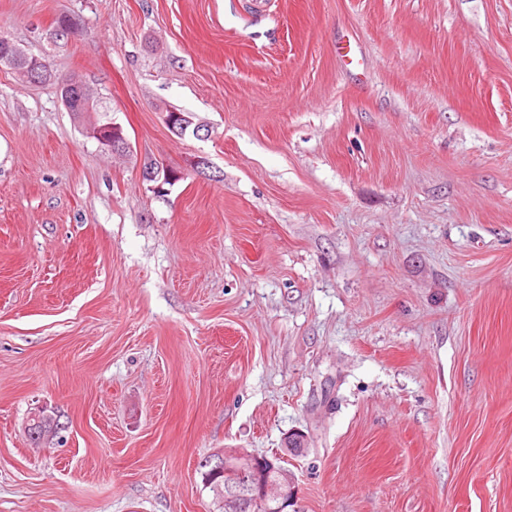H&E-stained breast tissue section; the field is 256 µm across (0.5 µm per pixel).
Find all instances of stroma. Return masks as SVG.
Masks as SVG:
<instances>
[{
	"mask_svg": "<svg viewBox=\"0 0 512 512\" xmlns=\"http://www.w3.org/2000/svg\"><path fill=\"white\" fill-rule=\"evenodd\" d=\"M252 2L0 0L130 143L0 67V512H512V0ZM164 122L171 131L178 135H184L188 130L192 129V134L196 137H207L208 131L204 135H200L202 131L201 125L194 121V116L190 112H165ZM108 122L110 123L92 127L90 129V135L96 138L102 145L112 149V152L128 151L130 144L124 134L122 126L112 122V119ZM214 455L218 457V461L204 474L206 483L209 484L211 478L217 474H224L231 481L226 482L225 477H222L205 488H209L216 499L224 497L225 512H243L249 504H258L265 510L255 508L249 512H286L290 503L287 491L291 478L288 470L275 462L280 457L261 458L237 448H225ZM272 473H275L273 477Z\"/></svg>",
	"mask_w": 512,
	"mask_h": 512,
	"instance_id": "35a3bbf8",
	"label": "stroma"
}]
</instances>
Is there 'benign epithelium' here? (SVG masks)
<instances>
[{
  "label": "benign epithelium",
  "mask_w": 512,
  "mask_h": 512,
  "mask_svg": "<svg viewBox=\"0 0 512 512\" xmlns=\"http://www.w3.org/2000/svg\"><path fill=\"white\" fill-rule=\"evenodd\" d=\"M0 63L8 66H21L33 82H38L49 71L48 64L38 57H24L16 61L10 54L0 56ZM164 122L171 131L183 135L192 131L200 136L201 125L194 121L190 112H166ZM90 135L114 152H126L130 144L118 123L97 125L90 129ZM36 423L41 425L39 442L48 443L56 436L58 427L52 415L42 409L34 415ZM215 466L204 474L211 480L217 474L229 478L232 485L224 492V512H245L248 505L258 504L265 512H286L289 506L288 488L291 478L288 470L273 459L247 454L237 448H226L216 454Z\"/></svg>",
  "instance_id": "1"
}]
</instances>
